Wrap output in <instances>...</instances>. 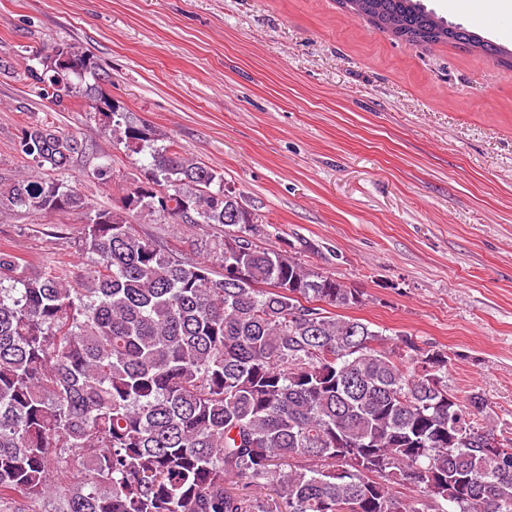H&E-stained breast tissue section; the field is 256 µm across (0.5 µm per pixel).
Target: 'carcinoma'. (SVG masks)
<instances>
[{
    "instance_id": "obj_1",
    "label": "carcinoma",
    "mask_w": 512,
    "mask_h": 512,
    "mask_svg": "<svg viewBox=\"0 0 512 512\" xmlns=\"http://www.w3.org/2000/svg\"><path fill=\"white\" fill-rule=\"evenodd\" d=\"M410 45L482 40L422 0H338ZM26 78L77 102L130 156L91 177L121 190L84 227L94 265L34 270L0 249V512H512V432L480 391L448 387V352L331 312L357 290L256 244L264 225L224 175L112 99L79 47ZM94 83L88 84L86 76ZM41 174L0 181V210H82L83 138L22 128ZM230 228L195 259L136 225ZM286 466L282 479L277 469ZM277 480L279 493L253 498Z\"/></svg>"
}]
</instances>
